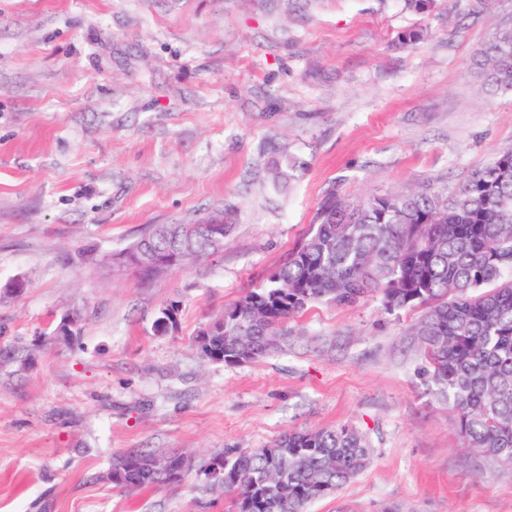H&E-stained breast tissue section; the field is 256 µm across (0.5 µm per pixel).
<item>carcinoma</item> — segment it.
<instances>
[{
  "label": "carcinoma",
  "instance_id": "obj_1",
  "mask_svg": "<svg viewBox=\"0 0 512 512\" xmlns=\"http://www.w3.org/2000/svg\"><path fill=\"white\" fill-rule=\"evenodd\" d=\"M477 66L490 92L512 91V28L494 34ZM199 224H165L127 252L206 257L222 242ZM380 297L388 312L421 309L412 331L434 396L448 402L465 446L512 463V149L475 170L450 197L427 186L362 201L330 195L312 229L267 282L243 294L195 343L202 358L254 362L283 326L314 303ZM221 488L235 512H304L363 470L371 448L358 430H300L271 448H228ZM182 456L131 448L107 478L125 487L177 485Z\"/></svg>",
  "mask_w": 512,
  "mask_h": 512
}]
</instances>
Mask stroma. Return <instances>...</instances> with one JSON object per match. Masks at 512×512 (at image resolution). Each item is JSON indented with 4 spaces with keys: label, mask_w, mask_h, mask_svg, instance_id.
Masks as SVG:
<instances>
[{
    "label": "stroma",
    "mask_w": 512,
    "mask_h": 512,
    "mask_svg": "<svg viewBox=\"0 0 512 512\" xmlns=\"http://www.w3.org/2000/svg\"><path fill=\"white\" fill-rule=\"evenodd\" d=\"M504 27L512 0H0V283L26 282L0 296V512H225L192 472L106 474L131 448L198 466L344 424L371 460L307 512H512V465L428 391L418 311L317 303L252 363L194 345L329 194L452 192L512 148V92L474 64ZM214 215L213 255L151 279L127 261ZM170 302L179 327L157 333Z\"/></svg>",
    "instance_id": "stroma-1"
}]
</instances>
